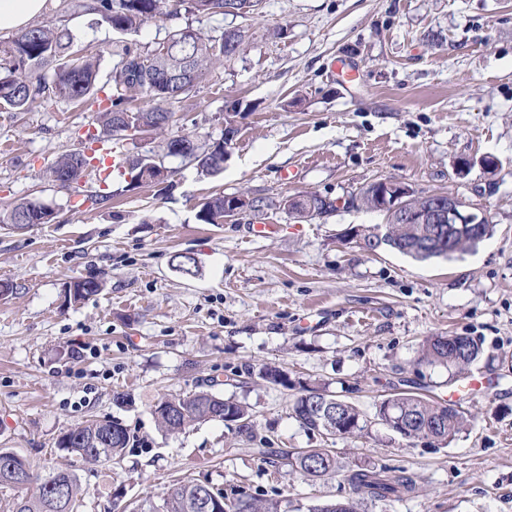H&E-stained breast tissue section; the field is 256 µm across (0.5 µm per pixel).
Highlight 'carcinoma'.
<instances>
[{"mask_svg":"<svg viewBox=\"0 0 512 512\" xmlns=\"http://www.w3.org/2000/svg\"><path fill=\"white\" fill-rule=\"evenodd\" d=\"M224 0H68V10L91 12L98 21L119 34H131L167 13L183 9L188 13L209 17L222 16ZM118 57L108 87L97 86V57L75 46L74 36L66 25L53 21L40 23L22 31L8 41H0V110L25 112L36 102L56 98L77 106L97 107L96 134L93 141L101 144L99 152L89 156L83 150L58 157L45 172L52 184L81 197L80 204L96 206L112 199L110 175L105 159L112 148H124L125 138L112 134V124L120 112L132 114V125L139 132L157 135L169 127L173 113L166 104L179 99L204 78L217 64L224 63V35L205 36L189 27L169 33L158 46L144 52L126 43L113 49ZM156 102L150 109L132 106L137 96ZM198 171L207 176L224 169V142L197 145ZM123 176L130 177L125 190L161 183L154 169L138 156L125 155ZM97 176L99 187L86 189L81 179L86 172ZM225 195H214L200 204L197 219L204 224H221L224 220ZM54 212L30 200L16 202L0 215V224H49ZM494 225L483 224L481 231L471 227L446 224L374 225L356 235L363 236L367 247L372 240L418 260L441 258L451 260L458 254L478 246L490 238ZM177 270L186 278L195 277L198 265L193 255L178 253ZM103 284L94 277L75 281L68 289L69 298L81 302L98 295ZM481 356L479 344L469 336L437 335L421 344L422 360L462 372ZM154 414L168 432L176 433L203 421L237 423L241 432L252 429L248 407L208 390L183 398L158 402ZM292 414L305 428L328 435L340 430L345 437H356L365 430L366 420L353 404L315 387H306L292 403ZM375 417L404 439L431 438L449 443L465 429L466 415L458 406L440 403L415 392L388 394L376 405ZM66 448L76 461L89 464L116 463L121 460L130 436L124 426L109 419L79 424L65 435ZM288 464L311 479L339 472L336 454L330 448L307 456L288 454ZM345 480L358 492L373 500H390L414 488L411 476L402 470L359 466L346 471ZM32 489L6 503L7 512H80L77 476L73 470L58 468L45 476L34 473L30 462L15 451L0 454V490ZM208 497L205 485L176 483L164 499L163 512H206L202 502ZM250 512H284L281 502L273 499L249 498Z\"/></svg>","mask_w":512,"mask_h":512,"instance_id":"obj_1","label":"carcinoma"}]
</instances>
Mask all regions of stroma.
I'll use <instances>...</instances> for the list:
<instances>
[{"label":"stroma","instance_id":"stroma-1","mask_svg":"<svg viewBox=\"0 0 512 512\" xmlns=\"http://www.w3.org/2000/svg\"><path fill=\"white\" fill-rule=\"evenodd\" d=\"M67 25L77 46L99 50L106 84L120 34L89 15ZM187 26L238 29L246 49L169 104L167 135L130 146L163 161L172 190L139 187L73 213L43 171L81 148L91 111L52 99L0 112V212L21 199L56 212L51 224L0 227V282L14 286L0 297V448L41 475L74 465L81 512H162L178 481L287 512L352 497L343 477L303 480L275 448H332L342 469L413 477V493L365 501L364 512H512V0H259L245 16H163L131 40L150 50ZM237 103L247 110L222 173L166 155L169 135L223 137ZM486 155L500 162L494 174ZM463 158L472 166L459 176ZM379 179L458 194L488 212L494 234L449 261L368 251L348 234L384 217L347 201ZM238 192L266 208L197 221L205 198ZM307 192L337 200L336 211L295 221L281 201ZM255 224L274 231L252 236ZM182 252L196 257V277L176 270ZM86 277L103 291L68 303L66 285ZM446 332L480 342L468 376L485 390L461 401L470 421L450 444L402 440L375 405L401 386L452 402L450 370L419 353ZM264 366L291 388L258 378ZM314 383L359 406L362 436L323 435L291 416L295 388ZM209 388L249 406L250 432L221 421L159 428V400ZM91 418L127 428L119 463L77 464L60 447Z\"/></svg>","mask_w":512,"mask_h":512}]
</instances>
